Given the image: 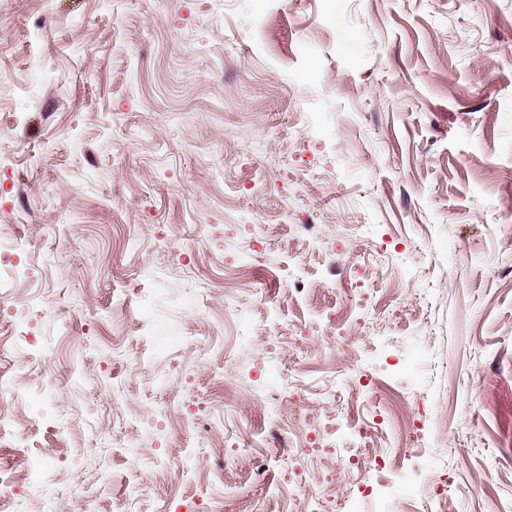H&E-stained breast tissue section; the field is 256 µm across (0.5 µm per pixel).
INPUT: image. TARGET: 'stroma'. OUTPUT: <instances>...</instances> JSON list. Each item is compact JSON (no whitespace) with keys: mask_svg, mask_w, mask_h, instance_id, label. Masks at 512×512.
Instances as JSON below:
<instances>
[{"mask_svg":"<svg viewBox=\"0 0 512 512\" xmlns=\"http://www.w3.org/2000/svg\"><path fill=\"white\" fill-rule=\"evenodd\" d=\"M264 17L0 0V254L28 272L0 309L26 332L0 341V372L27 394L0 462L52 471L16 512H76V484L98 512H512V0H265ZM240 241L258 264L225 271ZM287 265L315 293L258 274ZM146 297L162 318H132ZM327 330L394 415L317 403ZM372 412L389 464L338 480Z\"/></svg>","mask_w":512,"mask_h":512,"instance_id":"obj_1","label":"stroma"}]
</instances>
